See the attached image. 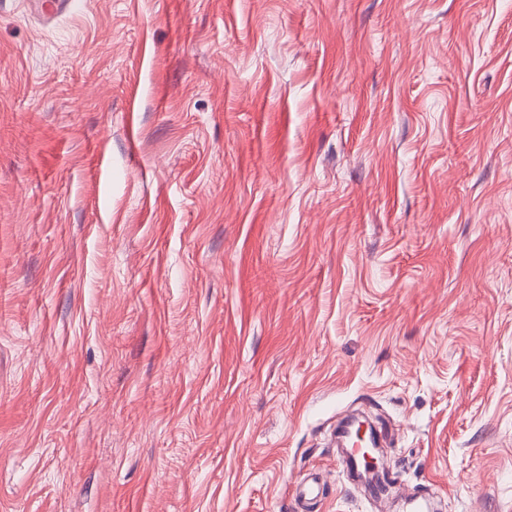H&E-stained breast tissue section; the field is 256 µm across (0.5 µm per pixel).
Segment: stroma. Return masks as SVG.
I'll return each mask as SVG.
<instances>
[{"instance_id": "35a3bbf8", "label": "stroma", "mask_w": 512, "mask_h": 512, "mask_svg": "<svg viewBox=\"0 0 512 512\" xmlns=\"http://www.w3.org/2000/svg\"><path fill=\"white\" fill-rule=\"evenodd\" d=\"M512 512V0H0V512Z\"/></svg>"}]
</instances>
